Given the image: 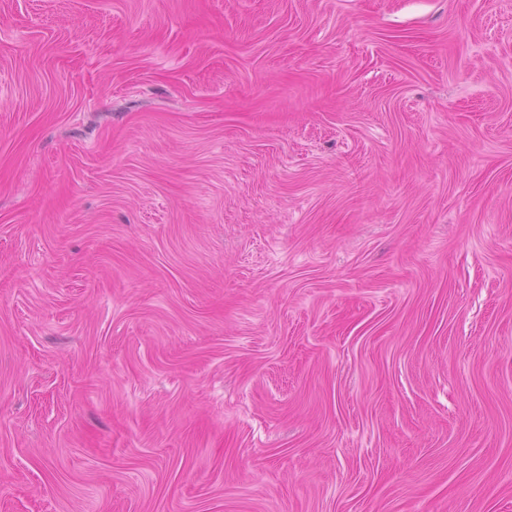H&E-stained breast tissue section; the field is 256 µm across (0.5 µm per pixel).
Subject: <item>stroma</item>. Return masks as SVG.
Segmentation results:
<instances>
[{"label": "stroma", "mask_w": 512, "mask_h": 512, "mask_svg": "<svg viewBox=\"0 0 512 512\" xmlns=\"http://www.w3.org/2000/svg\"><path fill=\"white\" fill-rule=\"evenodd\" d=\"M0 512H512V0H0Z\"/></svg>", "instance_id": "1"}]
</instances>
